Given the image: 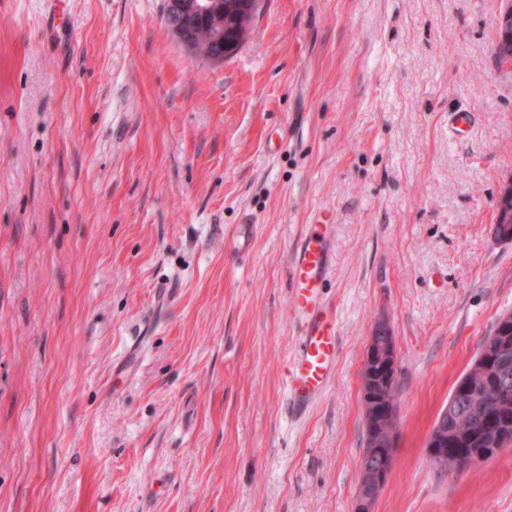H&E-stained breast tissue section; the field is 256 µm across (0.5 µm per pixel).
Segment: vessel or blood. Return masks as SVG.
I'll use <instances>...</instances> for the list:
<instances>
[{"instance_id":"1","label":"vessel or blood","mask_w":512,"mask_h":512,"mask_svg":"<svg viewBox=\"0 0 512 512\" xmlns=\"http://www.w3.org/2000/svg\"><path fill=\"white\" fill-rule=\"evenodd\" d=\"M327 230L324 223L307 225L289 264L297 341L288 362L286 394L297 413L324 393L336 366V313L320 295L330 267Z\"/></svg>"}]
</instances>
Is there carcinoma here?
Instances as JSON below:
<instances>
[{"instance_id": "cac0c4a2", "label": "carcinoma", "mask_w": 512, "mask_h": 512, "mask_svg": "<svg viewBox=\"0 0 512 512\" xmlns=\"http://www.w3.org/2000/svg\"><path fill=\"white\" fill-rule=\"evenodd\" d=\"M218 32L219 27L210 18L198 19L186 27L189 37H207L215 49L223 45ZM504 358L512 382V319L501 316L494 333L484 339L479 354L467 370L469 375L483 382L484 395L462 398V423L458 425L450 417L434 431L448 439V452L465 453L470 458L480 457L488 461L512 446V387L504 389L498 369ZM389 380V388H377L373 390V396L381 399L380 405L393 408L397 371H391Z\"/></svg>"}]
</instances>
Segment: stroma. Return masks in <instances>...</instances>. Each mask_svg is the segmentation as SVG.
I'll return each instance as SVG.
<instances>
[{
	"label": "stroma",
	"mask_w": 512,
	"mask_h": 512,
	"mask_svg": "<svg viewBox=\"0 0 512 512\" xmlns=\"http://www.w3.org/2000/svg\"><path fill=\"white\" fill-rule=\"evenodd\" d=\"M501 9L260 0L214 64L164 0H0V512H352L382 320L398 434L374 512H512V448L426 455L512 311ZM322 210L336 370L294 418L288 259ZM374 336H377L374 332L370 338V341L366 347L364 361L361 371V387L364 385H369L371 380H375L374 375L377 372H381V376L379 377L377 374L375 384L376 386L381 385V380L386 375V372H382V367L388 371V377L390 374V369H397L398 364V355L394 342V337L388 332L385 336H382L380 339H376ZM377 367L376 371L374 369ZM398 370V369H397ZM397 370H392L389 380L391 384L387 389H373V396L376 398H381V402L378 403V406L388 405L392 408H395V385L397 382ZM388 398H390V402H388Z\"/></svg>",
	"instance_id": "obj_1"
}]
</instances>
